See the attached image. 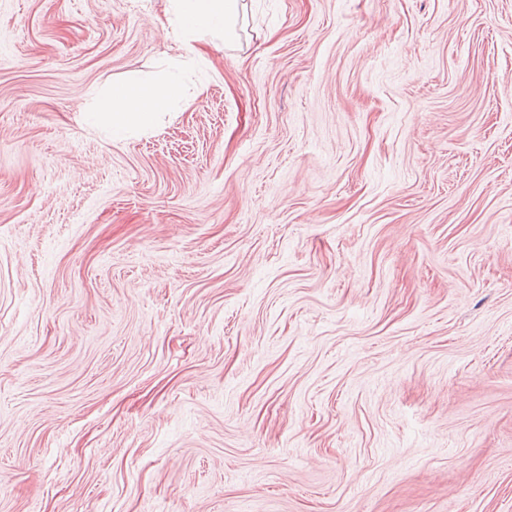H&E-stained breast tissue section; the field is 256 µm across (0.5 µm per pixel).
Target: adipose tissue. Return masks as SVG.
<instances>
[{
	"label": "adipose tissue",
	"mask_w": 512,
	"mask_h": 512,
	"mask_svg": "<svg viewBox=\"0 0 512 512\" xmlns=\"http://www.w3.org/2000/svg\"><path fill=\"white\" fill-rule=\"evenodd\" d=\"M171 3L170 25L185 34L201 27L217 35L228 34L239 13V0H171ZM181 97L179 77L175 74L163 82L119 84L113 86L110 94L96 98L88 118L95 124H107L113 135L121 136L150 123L155 114L166 111Z\"/></svg>",
	"instance_id": "obj_1"
}]
</instances>
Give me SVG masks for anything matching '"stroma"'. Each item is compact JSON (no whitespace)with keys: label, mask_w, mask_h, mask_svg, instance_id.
<instances>
[{"label":"stroma","mask_w":512,"mask_h":512,"mask_svg":"<svg viewBox=\"0 0 512 512\" xmlns=\"http://www.w3.org/2000/svg\"><path fill=\"white\" fill-rule=\"evenodd\" d=\"M241 4L0 0V512H512V0ZM172 17L169 25L183 35L198 28L226 36L234 27L239 13V0H169ZM179 77L172 74L164 82L144 80L112 86V92L95 98V108L87 112L94 125L104 122L113 136H122L133 128L147 125L154 115L165 112L182 98Z\"/></svg>","instance_id":"35a3bbf8"}]
</instances>
